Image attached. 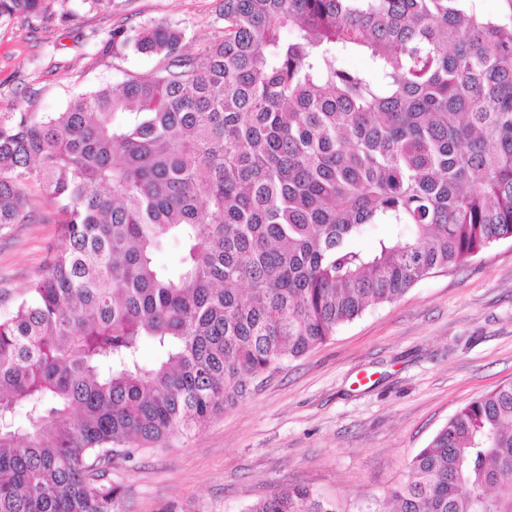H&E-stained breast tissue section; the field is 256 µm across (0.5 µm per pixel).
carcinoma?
Segmentation results:
<instances>
[{
  "instance_id": "1",
  "label": "carcinoma",
  "mask_w": 512,
  "mask_h": 512,
  "mask_svg": "<svg viewBox=\"0 0 512 512\" xmlns=\"http://www.w3.org/2000/svg\"><path fill=\"white\" fill-rule=\"evenodd\" d=\"M504 2L224 0L201 54L176 25L114 30L112 54L162 66L0 119V228L48 221L35 179L64 240L0 317V512H124L114 456L199 431L261 374L512 240ZM48 11L0 0V21ZM389 504L512 512V383L461 408ZM247 512L336 508L286 487Z\"/></svg>"
}]
</instances>
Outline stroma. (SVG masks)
Instances as JSON below:
<instances>
[{"label": "stroma", "instance_id": "stroma-1", "mask_svg": "<svg viewBox=\"0 0 512 512\" xmlns=\"http://www.w3.org/2000/svg\"><path fill=\"white\" fill-rule=\"evenodd\" d=\"M219 9L220 0H112L65 19L53 0L46 16L2 21L0 117L60 112L99 84L160 67L106 51L115 30L170 22L200 53L224 34ZM61 244L54 223L0 230L1 316ZM509 382L512 240L367 310L198 433L115 459L107 477L123 486L127 512H246L285 486L309 488L337 512H374L461 407Z\"/></svg>", "mask_w": 512, "mask_h": 512}]
</instances>
